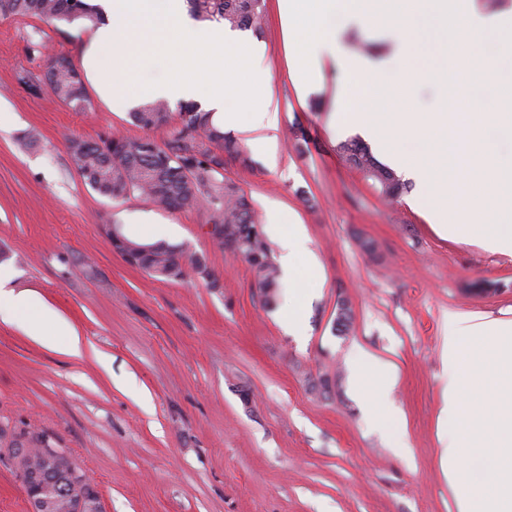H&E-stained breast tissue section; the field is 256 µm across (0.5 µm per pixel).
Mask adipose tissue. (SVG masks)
<instances>
[{
    "label": "adipose tissue",
    "instance_id": "ef3b65f1",
    "mask_svg": "<svg viewBox=\"0 0 512 512\" xmlns=\"http://www.w3.org/2000/svg\"><path fill=\"white\" fill-rule=\"evenodd\" d=\"M99 19L83 41L85 77L113 111L167 99L207 103L225 128L246 134L256 150L266 147L278 128L270 94L265 48L243 32L213 23L200 27L185 0H91ZM266 231L280 249L289 279L322 278L321 264L308 245L304 224H280L270 214ZM9 270L0 269V316L20 322L30 336L51 348L81 357L84 342L61 317L28 292L6 289ZM394 367L368 356L351 365V385L363 399L370 420L384 428L385 402L394 387Z\"/></svg>",
    "mask_w": 512,
    "mask_h": 512
}]
</instances>
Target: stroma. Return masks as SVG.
<instances>
[{"label":"stroma","mask_w":512,"mask_h":512,"mask_svg":"<svg viewBox=\"0 0 512 512\" xmlns=\"http://www.w3.org/2000/svg\"><path fill=\"white\" fill-rule=\"evenodd\" d=\"M83 30L0 16V248L11 288L32 292L85 343L73 358L0 321V512H28L9 453L19 441L63 449L107 512H456L438 444L448 315L511 317L512 257L439 236L414 183L390 202L341 159L338 145L355 137L336 119L345 76L324 63L321 90L300 97L293 36L269 0L260 41L276 138L264 151L242 144L224 175L260 217L276 210L307 228L323 282L304 301L300 335L288 334L287 295L264 306L254 271L213 244L202 208L111 199L79 176L71 138L142 135L99 98L76 110L52 96L49 61H78ZM341 39L352 51L372 44L375 62L398 55L380 24ZM150 223L186 255L205 256L212 282L155 279L102 230L117 224L146 241ZM343 300L352 326L340 334ZM359 354L397 369L389 408L410 457L372 427L351 389Z\"/></svg>","instance_id":"stroma-1"}]
</instances>
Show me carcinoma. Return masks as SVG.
<instances>
[{
	"instance_id": "carcinoma-1",
	"label": "carcinoma",
	"mask_w": 512,
	"mask_h": 512,
	"mask_svg": "<svg viewBox=\"0 0 512 512\" xmlns=\"http://www.w3.org/2000/svg\"><path fill=\"white\" fill-rule=\"evenodd\" d=\"M186 2L199 21L250 30L256 36L263 32L267 0ZM0 15L67 24L92 23L97 19V13L86 0H0ZM45 80L58 99L76 106L89 102L85 83L74 69L50 67ZM129 117L146 132L171 127L169 138L162 145L150 137L70 140L69 154L84 182L112 199L141 197L169 211L193 205L203 208L209 223L222 227L212 237L218 248L226 249L224 238L240 237L241 243L232 253L242 256L254 270L264 304H273L279 287L278 271L264 232H245L247 227L259 226L261 222L247 194L224 179L226 161L241 156L238 142L214 122L213 113L193 103L180 106V112L174 116L168 102L150 101L129 113ZM338 151L347 163L377 183L385 197L395 198L405 189L396 174L380 164L362 142L345 141L339 144ZM109 239L128 265L152 277L181 281L187 276V263L199 278L207 281L212 277L205 257L194 255L186 263L180 245L140 242L124 235L118 225Z\"/></svg>"
}]
</instances>
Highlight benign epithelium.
I'll return each mask as SVG.
<instances>
[{"instance_id":"1","label":"benign epithelium","mask_w":512,"mask_h":512,"mask_svg":"<svg viewBox=\"0 0 512 512\" xmlns=\"http://www.w3.org/2000/svg\"><path fill=\"white\" fill-rule=\"evenodd\" d=\"M29 512H106L98 491L71 457L43 443L34 450L18 443L12 449Z\"/></svg>"}]
</instances>
